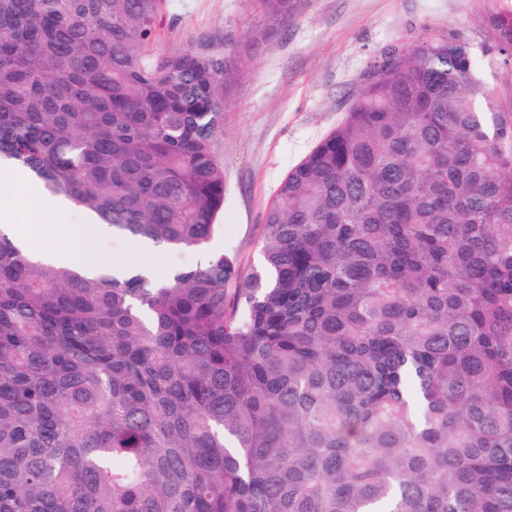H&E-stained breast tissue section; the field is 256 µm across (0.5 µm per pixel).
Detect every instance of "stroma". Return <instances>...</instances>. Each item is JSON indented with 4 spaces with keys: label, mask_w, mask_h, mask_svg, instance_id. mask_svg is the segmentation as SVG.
Masks as SVG:
<instances>
[{
    "label": "stroma",
    "mask_w": 512,
    "mask_h": 512,
    "mask_svg": "<svg viewBox=\"0 0 512 512\" xmlns=\"http://www.w3.org/2000/svg\"><path fill=\"white\" fill-rule=\"evenodd\" d=\"M512 10V0H296L278 25L250 0H168L157 50L193 47L249 55L232 84L224 131L215 141L224 168V209L206 251L134 249L107 233L100 259L123 257L149 266L155 278L193 269L203 257H232L240 269L258 261L265 210L288 170L343 118L348 91L366 62L392 43H412L429 29L461 32L474 53L494 38L487 18ZM19 233L46 249H71L85 227L83 212L65 207L35 212L26 184L10 201Z\"/></svg>",
    "instance_id": "35a3bbf8"
}]
</instances>
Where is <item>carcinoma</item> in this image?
<instances>
[{"label": "carcinoma", "instance_id": "1", "mask_svg": "<svg viewBox=\"0 0 512 512\" xmlns=\"http://www.w3.org/2000/svg\"><path fill=\"white\" fill-rule=\"evenodd\" d=\"M269 19L294 0H255ZM162 0H0V165L202 250L231 53ZM375 55L282 179L259 260L163 281L0 229V512H512V10ZM484 79L503 101L512 98V72L500 68L487 69Z\"/></svg>", "mask_w": 512, "mask_h": 512}]
</instances>
